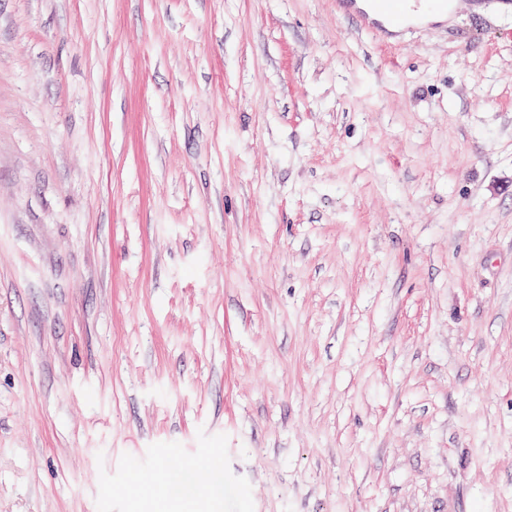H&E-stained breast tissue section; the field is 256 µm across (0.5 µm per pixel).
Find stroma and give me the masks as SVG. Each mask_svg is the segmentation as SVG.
Instances as JSON below:
<instances>
[{"label": "stroma", "mask_w": 512, "mask_h": 512, "mask_svg": "<svg viewBox=\"0 0 512 512\" xmlns=\"http://www.w3.org/2000/svg\"><path fill=\"white\" fill-rule=\"evenodd\" d=\"M0 512H512V10L0 0ZM460 0H339L340 11L380 38L395 37L455 11Z\"/></svg>", "instance_id": "1"}]
</instances>
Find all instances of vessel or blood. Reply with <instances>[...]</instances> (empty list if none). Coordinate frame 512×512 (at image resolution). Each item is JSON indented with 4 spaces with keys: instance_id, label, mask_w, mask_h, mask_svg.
Listing matches in <instances>:
<instances>
[{
    "instance_id": "1",
    "label": "vessel or blood",
    "mask_w": 512,
    "mask_h": 512,
    "mask_svg": "<svg viewBox=\"0 0 512 512\" xmlns=\"http://www.w3.org/2000/svg\"><path fill=\"white\" fill-rule=\"evenodd\" d=\"M461 0H339L342 13L380 38L395 37L456 10Z\"/></svg>"
}]
</instances>
